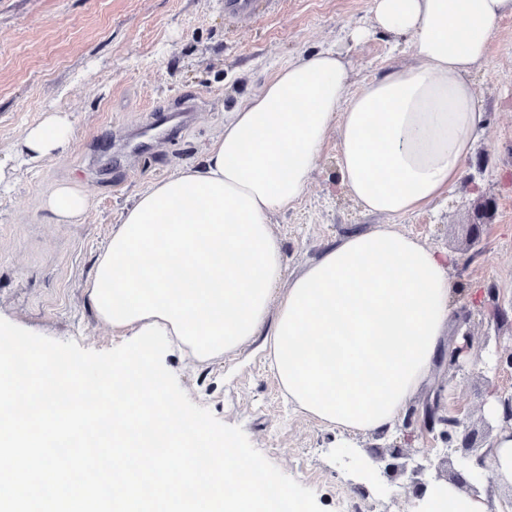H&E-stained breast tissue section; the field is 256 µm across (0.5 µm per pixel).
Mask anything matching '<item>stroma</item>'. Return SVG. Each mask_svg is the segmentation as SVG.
I'll return each instance as SVG.
<instances>
[{
    "label": "stroma",
    "mask_w": 512,
    "mask_h": 512,
    "mask_svg": "<svg viewBox=\"0 0 512 512\" xmlns=\"http://www.w3.org/2000/svg\"><path fill=\"white\" fill-rule=\"evenodd\" d=\"M369 0H272L269 9L232 24L224 0H0V318L84 349L119 346L97 320L85 283L123 208L149 184L192 164L234 111L288 61L333 48L348 62V85L404 67L409 52L375 32L355 44L351 25H370ZM486 128L462 183L447 199L397 218L400 231L456 256L450 271L463 287L456 302L469 317L462 329L477 345L512 348V15L500 19L487 60L472 75ZM197 100L179 122L185 93ZM53 112L73 123L67 148L37 163L15 154L25 130ZM329 131L310 186L273 218L286 275L299 273L336 239L371 228L344 192ZM83 190L91 207L74 224L54 223L42 199L56 183ZM489 209L477 245V212ZM478 289L469 301L466 289ZM495 292L507 323L496 324L486 296ZM164 366L190 400L221 422L241 427L250 443L284 474L312 489L325 512H411L407 477L385 474L375 450L400 448L418 463L436 462L449 443L423 423L426 403L482 430L491 397L487 376L512 393V369L462 368L440 359L431 382L409 402L387 435H350L298 413L269 373L261 339L223 363L188 366L168 348ZM366 483L368 492L353 496Z\"/></svg>",
    "instance_id": "1"
}]
</instances>
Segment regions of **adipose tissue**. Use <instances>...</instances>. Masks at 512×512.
I'll list each match as a JSON object with an SVG mask.
<instances>
[{
    "label": "adipose tissue",
    "instance_id": "adipose-tissue-1",
    "mask_svg": "<svg viewBox=\"0 0 512 512\" xmlns=\"http://www.w3.org/2000/svg\"><path fill=\"white\" fill-rule=\"evenodd\" d=\"M370 14L347 39L406 37L410 65L352 89L334 50L288 62L225 115L199 161L123 209L86 289L113 334L159 323L198 364L262 338L289 400L354 434L392 430L446 345L454 258L395 220L461 181L485 125L470 77L512 0H370ZM332 130L344 190L383 222L287 281L271 218L304 195ZM72 132L68 116L49 115L19 154L52 156ZM90 206L69 183L44 200L61 222ZM425 498L430 512H489L483 494L449 483Z\"/></svg>",
    "mask_w": 512,
    "mask_h": 512
}]
</instances>
